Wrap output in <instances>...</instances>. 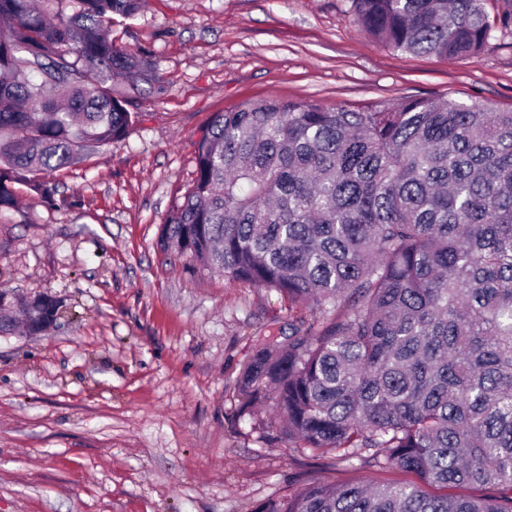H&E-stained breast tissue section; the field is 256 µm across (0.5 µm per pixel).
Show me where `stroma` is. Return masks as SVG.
Here are the masks:
<instances>
[{
  "instance_id": "35a3bbf8",
  "label": "stroma",
  "mask_w": 512,
  "mask_h": 512,
  "mask_svg": "<svg viewBox=\"0 0 512 512\" xmlns=\"http://www.w3.org/2000/svg\"><path fill=\"white\" fill-rule=\"evenodd\" d=\"M349 0H148L116 45L150 50L125 140L55 176L47 204L0 213V290L63 303L37 335L0 337V512H255L314 481L374 483L334 452L289 447L273 400L245 406L243 366L293 314L276 290L160 250L213 113L256 99L359 108L452 97L512 108V39L479 57L394 52Z\"/></svg>"
}]
</instances>
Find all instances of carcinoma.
<instances>
[{
	"instance_id": "cac0c4a2",
	"label": "carcinoma",
	"mask_w": 512,
	"mask_h": 512,
	"mask_svg": "<svg viewBox=\"0 0 512 512\" xmlns=\"http://www.w3.org/2000/svg\"><path fill=\"white\" fill-rule=\"evenodd\" d=\"M395 51L446 59L512 35L488 0H350ZM144 0H0V209L123 140L129 92L163 80L112 40ZM159 245L271 288L311 318L268 336L239 392L266 389L295 448L410 480L313 482L256 512H512V110L449 97L351 109L257 99L217 112ZM0 307V333L28 323Z\"/></svg>"
}]
</instances>
